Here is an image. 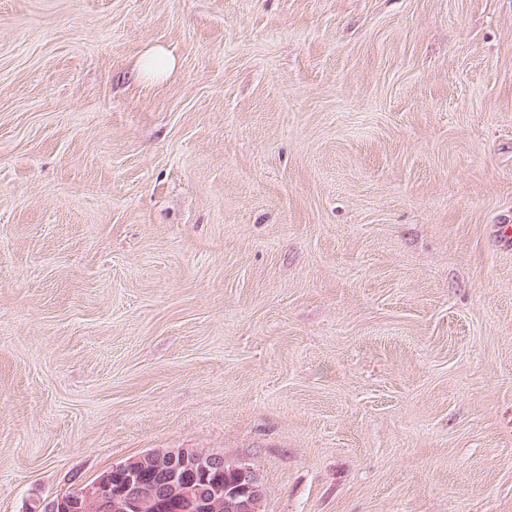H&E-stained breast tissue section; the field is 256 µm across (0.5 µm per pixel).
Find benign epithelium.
<instances>
[{
	"mask_svg": "<svg viewBox=\"0 0 512 512\" xmlns=\"http://www.w3.org/2000/svg\"><path fill=\"white\" fill-rule=\"evenodd\" d=\"M219 468L234 480H210ZM259 470L244 459L198 448L150 449L94 481L40 502L41 512H261Z\"/></svg>",
	"mask_w": 512,
	"mask_h": 512,
	"instance_id": "1",
	"label": "benign epithelium"
}]
</instances>
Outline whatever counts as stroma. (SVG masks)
Instances as JSON below:
<instances>
[{"mask_svg": "<svg viewBox=\"0 0 512 512\" xmlns=\"http://www.w3.org/2000/svg\"><path fill=\"white\" fill-rule=\"evenodd\" d=\"M502 224L512 0H0V512L151 448L512 512ZM175 61L162 49L148 52L141 61L142 71L150 77L161 76L174 67Z\"/></svg>", "mask_w": 512, "mask_h": 512, "instance_id": "35a3bbf8", "label": "stroma"}]
</instances>
